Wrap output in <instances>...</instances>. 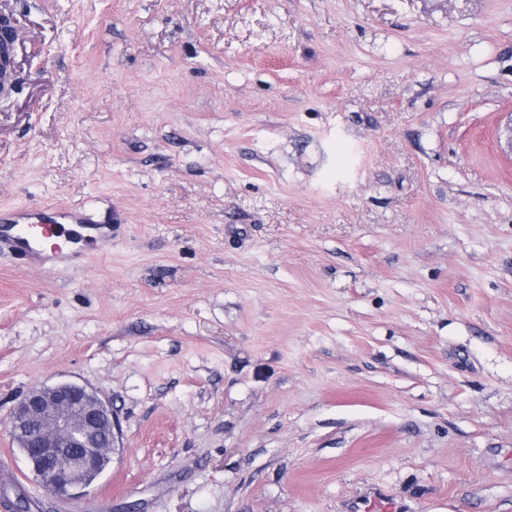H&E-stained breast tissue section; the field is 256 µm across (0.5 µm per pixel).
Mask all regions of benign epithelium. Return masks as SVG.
Masks as SVG:
<instances>
[{"label": "benign epithelium", "instance_id": "obj_1", "mask_svg": "<svg viewBox=\"0 0 512 512\" xmlns=\"http://www.w3.org/2000/svg\"><path fill=\"white\" fill-rule=\"evenodd\" d=\"M6 426L29 472L50 493L79 498L120 447L108 402L74 382L41 385L14 405Z\"/></svg>", "mask_w": 512, "mask_h": 512}]
</instances>
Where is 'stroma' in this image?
I'll use <instances>...</instances> for the list:
<instances>
[{
    "mask_svg": "<svg viewBox=\"0 0 512 512\" xmlns=\"http://www.w3.org/2000/svg\"><path fill=\"white\" fill-rule=\"evenodd\" d=\"M0 208L111 252L0 255V468L32 512H512V0H0ZM121 428L78 500L6 421ZM88 220L81 207L1 208L0 252L27 269L79 265L112 245V227ZM110 417L100 435L99 414ZM6 426L29 472L50 493L80 498L101 474V461L113 459L120 445L119 424L108 402L74 382L41 385L14 405ZM103 448H91L94 439ZM60 461L66 465L59 467Z\"/></svg>",
    "mask_w": 512,
    "mask_h": 512,
    "instance_id": "1",
    "label": "stroma"
}]
</instances>
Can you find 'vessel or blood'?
Instances as JSON below:
<instances>
[{
  "label": "vessel or blood",
  "mask_w": 512,
  "mask_h": 512,
  "mask_svg": "<svg viewBox=\"0 0 512 512\" xmlns=\"http://www.w3.org/2000/svg\"><path fill=\"white\" fill-rule=\"evenodd\" d=\"M111 244V226L90 223L80 207L0 209V252L28 269L78 265Z\"/></svg>",
  "instance_id": "vessel-or-blood-1"
}]
</instances>
